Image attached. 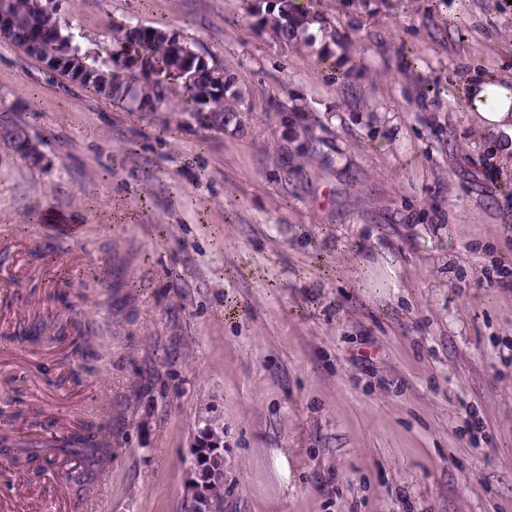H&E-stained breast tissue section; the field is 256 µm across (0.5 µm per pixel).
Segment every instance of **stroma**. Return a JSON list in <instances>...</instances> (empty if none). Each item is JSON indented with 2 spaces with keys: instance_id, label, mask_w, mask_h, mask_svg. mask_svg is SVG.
<instances>
[{
  "instance_id": "stroma-1",
  "label": "stroma",
  "mask_w": 512,
  "mask_h": 512,
  "mask_svg": "<svg viewBox=\"0 0 512 512\" xmlns=\"http://www.w3.org/2000/svg\"><path fill=\"white\" fill-rule=\"evenodd\" d=\"M251 6L61 0L87 47L140 21L223 64L242 106L220 133L0 39V126L32 149L0 139V408L38 440L78 417L119 442L82 512H188L209 427L223 512H512V161L465 106L474 79L512 86V0H313L332 36L302 48ZM51 270L98 281L80 388L57 383L69 343L11 337L61 311ZM73 494L0 470V512Z\"/></svg>"
}]
</instances>
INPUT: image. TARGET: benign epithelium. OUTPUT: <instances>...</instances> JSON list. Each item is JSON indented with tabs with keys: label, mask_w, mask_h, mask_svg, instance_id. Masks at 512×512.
Masks as SVG:
<instances>
[{
	"label": "benign epithelium",
	"mask_w": 512,
	"mask_h": 512,
	"mask_svg": "<svg viewBox=\"0 0 512 512\" xmlns=\"http://www.w3.org/2000/svg\"><path fill=\"white\" fill-rule=\"evenodd\" d=\"M224 482V456L221 436L212 432L196 449L192 477L187 486L190 512H222L224 498L213 493Z\"/></svg>",
	"instance_id": "7a95c632"
}]
</instances>
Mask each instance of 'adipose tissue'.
<instances>
[{
  "label": "adipose tissue",
  "mask_w": 512,
  "mask_h": 512,
  "mask_svg": "<svg viewBox=\"0 0 512 512\" xmlns=\"http://www.w3.org/2000/svg\"><path fill=\"white\" fill-rule=\"evenodd\" d=\"M468 100L475 103V118L500 158L512 156V91L499 89L496 81L481 80L468 88Z\"/></svg>",
  "instance_id": "obj_1"
}]
</instances>
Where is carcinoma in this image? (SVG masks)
I'll return each instance as SVG.
<instances>
[{"label": "carcinoma", "instance_id": "obj_1", "mask_svg": "<svg viewBox=\"0 0 512 512\" xmlns=\"http://www.w3.org/2000/svg\"><path fill=\"white\" fill-rule=\"evenodd\" d=\"M13 14L15 28L10 38L12 45L27 55L39 58V53H52L71 59L69 69L58 73L99 95L103 99L127 105L131 112H143V103H151L157 112L180 105L199 127L216 132L224 131V118L238 111L236 104L226 98L229 81L221 87L213 86L215 76L225 74L224 67L209 62L184 66L169 48L167 33L150 25L117 23L112 44L105 50L82 46L83 33L62 32L53 7L37 8L34 0H0ZM319 16L301 7L296 0H275V4L257 16L256 24L284 44L294 39L309 22ZM68 291L61 294L63 316H52L21 327L18 336L30 344L43 340L63 341L75 335L72 344V363L60 382L81 386L98 372L100 359L96 347V332L84 320L80 301L86 298V282L67 279ZM112 448L102 427L92 420H80L58 436L41 443L35 449L28 436L10 434L0 436V466L11 468L19 460L38 472L45 464L65 462L81 484L96 468L112 459Z\"/></svg>", "mask_w": 512, "mask_h": 512}]
</instances>
